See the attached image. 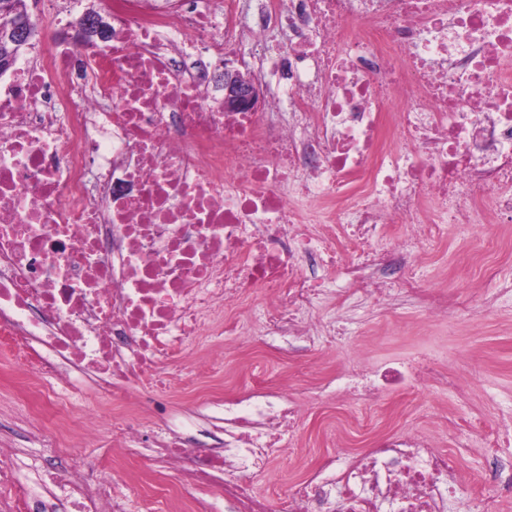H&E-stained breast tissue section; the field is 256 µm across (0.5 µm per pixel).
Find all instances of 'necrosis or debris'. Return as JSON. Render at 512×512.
<instances>
[{
    "label": "necrosis or debris",
    "mask_w": 512,
    "mask_h": 512,
    "mask_svg": "<svg viewBox=\"0 0 512 512\" xmlns=\"http://www.w3.org/2000/svg\"><path fill=\"white\" fill-rule=\"evenodd\" d=\"M108 0L112 33L59 41L0 85V337L23 375L80 381L116 404L108 477L44 470L43 493L13 495L0 451V512H130L141 485L145 409L202 336H227L225 304L261 294L264 335L328 337L314 315L331 273L392 309L397 293L448 316V296L409 270L443 224L512 223V0H259L288 28L259 62L263 111L228 112L220 75L239 57L242 0ZM408 231L376 247L387 225ZM388 366L355 393L375 400L434 379ZM143 389L147 408L128 402ZM220 446L167 430L145 470L174 489L218 491L224 512H448L468 484L433 440L389 432L326 458L285 497L257 494L268 450L299 406L225 404Z\"/></svg>",
    "instance_id": "necrosis-or-debris-1"
}]
</instances>
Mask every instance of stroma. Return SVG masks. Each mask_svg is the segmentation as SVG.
Here are the masks:
<instances>
[{
	"mask_svg": "<svg viewBox=\"0 0 512 512\" xmlns=\"http://www.w3.org/2000/svg\"><path fill=\"white\" fill-rule=\"evenodd\" d=\"M488 266L497 271L494 279L483 275ZM412 274L429 287L452 285L465 310L436 322L413 298L398 301L387 312L332 292L320 301L317 313L328 322L342 320L345 338L332 346L311 347L312 372L294 374L290 353L300 345L295 337L259 336L247 344L233 343L218 371L195 376L190 385L184 376H172L164 420L183 427L189 445L205 448L212 442L214 418L224 414L225 400L282 396L304 406L300 429L284 437L272 451L268 472L254 479L257 492L270 498L277 497L282 480L304 475L307 467L334 454L337 444L359 449L371 435L413 425L436 435L440 449L456 452L462 471L474 481L475 496L489 497L480 479L485 442L499 416L512 412V223L474 224L466 230L442 225L438 242ZM486 294L492 304L483 302ZM357 344L375 368L420 354L437 358L446 371L467 367L471 389L462 397L447 387L427 386L383 411L361 404L368 428L360 430L361 417L336 404L327 390ZM14 363V351L0 346V448L24 451L15 484L33 478L36 466L62 468L71 460L86 476H101L100 460L111 446V406L88 388L83 403L72 408L75 420L66 447H56L55 429L41 411L47 390L40 379L16 373Z\"/></svg>",
	"mask_w": 512,
	"mask_h": 512,
	"instance_id": "obj_1",
	"label": "stroma"
}]
</instances>
